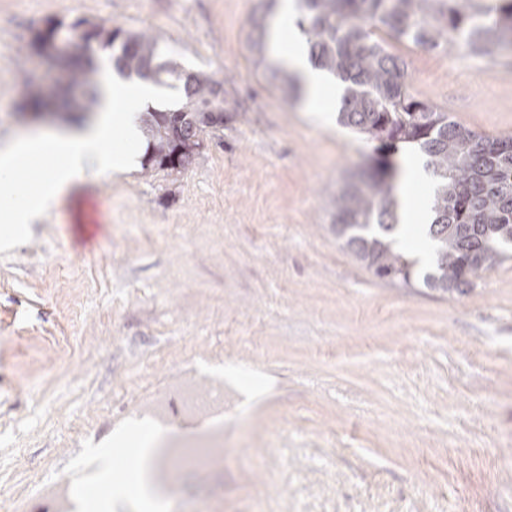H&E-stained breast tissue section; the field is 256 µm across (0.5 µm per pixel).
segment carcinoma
Wrapping results in <instances>:
<instances>
[{
  "label": "carcinoma",
  "mask_w": 512,
  "mask_h": 512,
  "mask_svg": "<svg viewBox=\"0 0 512 512\" xmlns=\"http://www.w3.org/2000/svg\"><path fill=\"white\" fill-rule=\"evenodd\" d=\"M298 2L295 27L309 43L315 64L344 84L341 121L396 153L418 149L428 157L434 181V218L427 235L435 242L436 259L430 269H418V260L400 246L399 167L391 163L346 183L336 194V236L380 279L406 286L418 281L443 291L474 287L482 272L509 258L504 247L512 243V136L480 135L414 97L405 61L373 38V30L428 49L463 40L470 51L489 54L512 38V5L491 15L476 12L472 0ZM63 26L73 31L68 49L76 58L68 87L82 89L81 96L66 101L72 110L91 114L99 108L91 59L97 51L110 53L112 68L128 78L159 83L165 73L181 82L177 108L149 110L143 118L150 160L157 165L186 167L205 131L224 123V80L185 69L147 33L78 18L50 23L34 34L29 48L52 56ZM249 47L255 67L268 70L261 20L255 22ZM270 79L287 96L300 93L297 78L284 69L271 70Z\"/></svg>",
  "instance_id": "1"
}]
</instances>
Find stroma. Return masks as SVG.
Returning <instances> with one entry per match:
<instances>
[{
    "mask_svg": "<svg viewBox=\"0 0 512 512\" xmlns=\"http://www.w3.org/2000/svg\"><path fill=\"white\" fill-rule=\"evenodd\" d=\"M266 0H0V144L59 126L23 105L54 81L27 51L49 20L119 23L231 109L184 169L96 179L93 237L69 195L0 250V512H76L86 451L161 430L157 493L178 512H512V258L465 292L382 280L345 250L333 200L377 154L249 51ZM24 55H17L18 47ZM410 92L512 135V48L392 40ZM224 431V461L184 467Z\"/></svg>",
    "mask_w": 512,
    "mask_h": 512,
    "instance_id": "stroma-1",
    "label": "stroma"
}]
</instances>
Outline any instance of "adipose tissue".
<instances>
[{
  "instance_id": "adipose-tissue-1",
  "label": "adipose tissue",
  "mask_w": 512,
  "mask_h": 512,
  "mask_svg": "<svg viewBox=\"0 0 512 512\" xmlns=\"http://www.w3.org/2000/svg\"><path fill=\"white\" fill-rule=\"evenodd\" d=\"M294 20V6L291 0H284L269 40L278 56L301 76L309 109L330 114L336 109V100L327 93L324 75L309 65ZM99 90L103 99L100 114L78 131L40 132L0 145V239H16L26 225L41 221L55 209L77 184L110 175L129 161L136 137L133 116L153 90L148 86L125 88L109 74L102 78ZM30 164L36 167L38 189L34 192L14 177L17 169ZM146 454V449L127 435L119 439L117 447L95 450L99 472L94 483L85 487L84 500H96L107 512L113 502L136 497L159 512L161 504L152 498L145 483L112 476L120 461L131 472H138Z\"/></svg>"
}]
</instances>
